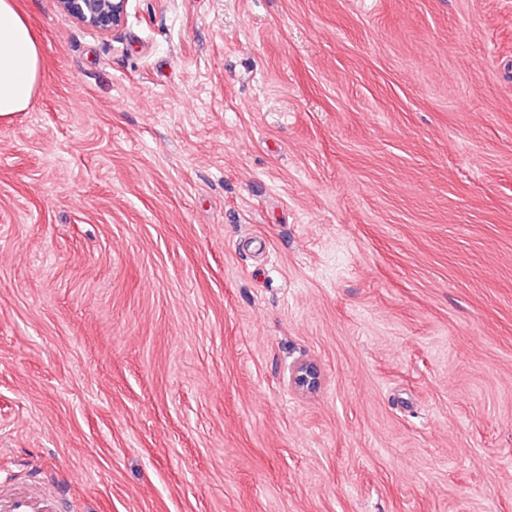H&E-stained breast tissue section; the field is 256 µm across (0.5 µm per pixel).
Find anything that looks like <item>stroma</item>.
I'll return each instance as SVG.
<instances>
[{
	"mask_svg": "<svg viewBox=\"0 0 512 512\" xmlns=\"http://www.w3.org/2000/svg\"><path fill=\"white\" fill-rule=\"evenodd\" d=\"M15 2L0 479L512 512V0H129L110 34ZM40 63L38 42L15 0H0V116L28 110ZM288 382L296 391L313 390L320 383V371L313 361L301 360L290 369Z\"/></svg>",
	"mask_w": 512,
	"mask_h": 512,
	"instance_id": "stroma-1",
	"label": "stroma"
}]
</instances>
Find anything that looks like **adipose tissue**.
I'll list each match as a JSON object with an SVG mask.
<instances>
[{"instance_id":"adipose-tissue-1","label":"adipose tissue","mask_w":512,"mask_h":512,"mask_svg":"<svg viewBox=\"0 0 512 512\" xmlns=\"http://www.w3.org/2000/svg\"><path fill=\"white\" fill-rule=\"evenodd\" d=\"M38 42L15 0H0V116L27 111L40 77Z\"/></svg>"}]
</instances>
